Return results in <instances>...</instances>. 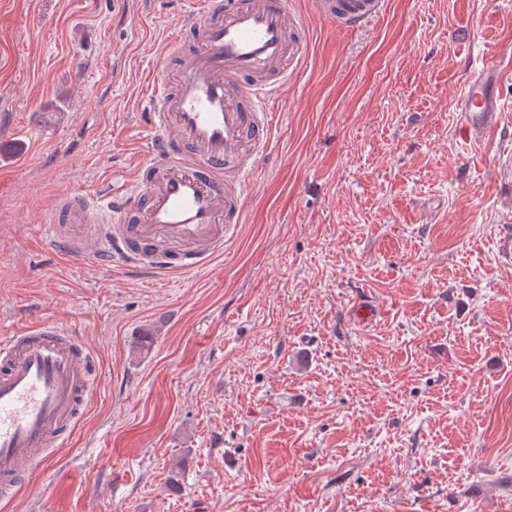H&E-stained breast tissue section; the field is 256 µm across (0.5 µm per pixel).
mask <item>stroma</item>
<instances>
[{"instance_id": "obj_1", "label": "stroma", "mask_w": 512, "mask_h": 512, "mask_svg": "<svg viewBox=\"0 0 512 512\" xmlns=\"http://www.w3.org/2000/svg\"><path fill=\"white\" fill-rule=\"evenodd\" d=\"M189 2L0 0V331L59 323L100 380L0 512H504L512 0H383L358 30L296 0L306 58L223 255L150 277L45 251L53 201L149 158ZM489 57L499 121L471 141L456 102Z\"/></svg>"}]
</instances>
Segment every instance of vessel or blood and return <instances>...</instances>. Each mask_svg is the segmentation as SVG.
I'll list each match as a JSON object with an SVG mask.
<instances>
[{"instance_id": "b4317fda", "label": "vessel or blood", "mask_w": 512, "mask_h": 512, "mask_svg": "<svg viewBox=\"0 0 512 512\" xmlns=\"http://www.w3.org/2000/svg\"><path fill=\"white\" fill-rule=\"evenodd\" d=\"M322 16L357 29L377 17L382 0H316ZM294 0H198L178 35L160 47L148 84L151 157L112 193L54 207L45 238L52 252L156 276L194 272L223 254L243 222L257 156L270 146L269 104L306 52L292 35ZM196 38L192 52L181 38ZM486 61L459 99L461 126L481 138L496 112ZM93 223V240L58 232L59 224ZM93 359L80 337L42 321L0 335V497L13 499L32 473L55 468L93 397Z\"/></svg>"}]
</instances>
